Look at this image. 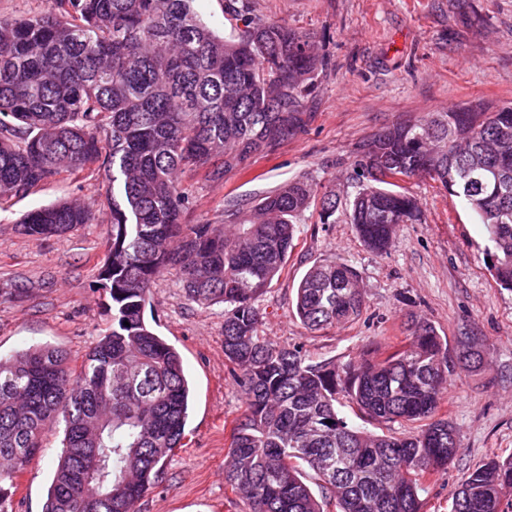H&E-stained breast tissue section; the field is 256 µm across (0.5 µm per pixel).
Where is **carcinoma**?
<instances>
[{
  "mask_svg": "<svg viewBox=\"0 0 512 512\" xmlns=\"http://www.w3.org/2000/svg\"><path fill=\"white\" fill-rule=\"evenodd\" d=\"M193 2L49 0L39 13L0 18V198L94 163L112 183L99 271L112 328L76 372L59 348L0 358V512L49 428H62V451L43 512H136L182 447L190 388L181 357L144 319L150 286L168 268L189 300L225 306L224 356L246 409L224 479L249 512H324L325 500L337 512H424V483L459 450L456 427L440 416L456 363L436 327L411 315L402 345L357 364H312L300 348L259 336L257 302L317 198L320 223L344 216L378 253L399 225L421 222L416 199L386 170L428 176L463 198L492 243L493 276L512 290V107L465 105L375 135L359 148L345 202L333 186L293 179L230 231L184 224L190 201L178 174L207 165L221 180L304 130L314 76L327 65L310 36L251 16L249 0L227 5L243 24L228 37ZM94 219L65 201L28 211L20 226L48 238L60 224L63 237ZM363 308L359 275L344 262L315 264L298 284L295 313L311 330L351 323ZM343 399L370 420L413 430L353 427L337 407ZM449 500L450 512H512V455L473 468Z\"/></svg>",
  "mask_w": 512,
  "mask_h": 512,
  "instance_id": "carcinoma-1",
  "label": "carcinoma"
}]
</instances>
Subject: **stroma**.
<instances>
[{"label":"stroma","mask_w":512,"mask_h":512,"mask_svg":"<svg viewBox=\"0 0 512 512\" xmlns=\"http://www.w3.org/2000/svg\"><path fill=\"white\" fill-rule=\"evenodd\" d=\"M250 7L255 17L309 35L327 58L308 103L313 117L245 171L219 181L182 172L190 196L183 223L223 228L234 210L301 176L335 183L349 197L360 145L386 128L464 104L512 105V0H250ZM107 186L93 164L25 197L0 199L1 357L50 345L76 368L110 326L98 278L107 253ZM400 186L416 198L422 221L399 225L384 254L365 247L344 217L320 223L319 207L311 205L285 269L258 301L259 334L301 346L313 363L354 362L378 346L404 343L410 313L433 322L450 357L470 340L481 352L480 368L456 370L443 391L442 412L456 426L460 448L424 494L426 512H448V494L466 472L512 454V290L496 282L485 228L461 198L426 176ZM66 200L90 204L94 223L60 238L21 230L29 210ZM334 260L357 270L366 307L354 323L313 333L292 310L296 288L310 266ZM144 318L180 353L193 398L183 445L137 512H246L242 494L224 481L230 429L245 397L224 358L223 305L188 300L170 270L152 285ZM61 439V431H46L17 479L13 512H42Z\"/></svg>","instance_id":"obj_1"}]
</instances>
